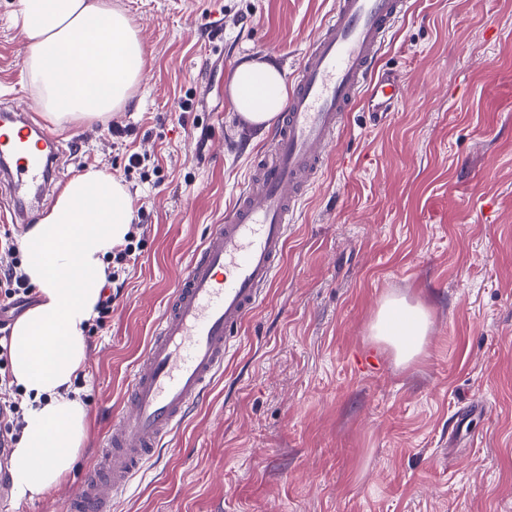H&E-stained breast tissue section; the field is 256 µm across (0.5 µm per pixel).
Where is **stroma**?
<instances>
[{"instance_id": "obj_1", "label": "stroma", "mask_w": 512, "mask_h": 512, "mask_svg": "<svg viewBox=\"0 0 512 512\" xmlns=\"http://www.w3.org/2000/svg\"><path fill=\"white\" fill-rule=\"evenodd\" d=\"M112 2L143 75L110 121L58 128L55 176L122 179L140 249L74 383L90 412L76 465L20 512H63L178 273L268 149L235 113V68L293 75L336 0ZM17 3L0 0V110L20 112L36 98ZM380 64L406 100L351 113L222 377L112 512H512V0H414ZM393 296L429 315L408 364L371 334Z\"/></svg>"}]
</instances>
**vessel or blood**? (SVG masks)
Segmentation results:
<instances>
[{"label":"vessel or blood","instance_id":"vessel-or-blood-1","mask_svg":"<svg viewBox=\"0 0 512 512\" xmlns=\"http://www.w3.org/2000/svg\"><path fill=\"white\" fill-rule=\"evenodd\" d=\"M412 0H336L293 78L271 159L255 166L235 205L210 225L180 274L128 380L129 412L102 439L94 468L67 500V512H112L156 458L163 440L224 372L235 334L265 301L284 259L293 216L339 145L349 115L395 111L406 90L378 67L379 55ZM54 135L30 113L0 115V168L14 194L28 195L51 176Z\"/></svg>","mask_w":512,"mask_h":512}]
</instances>
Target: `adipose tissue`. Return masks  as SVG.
Listing matches in <instances>:
<instances>
[{
	"label": "adipose tissue",
	"instance_id": "adipose-tissue-1",
	"mask_svg": "<svg viewBox=\"0 0 512 512\" xmlns=\"http://www.w3.org/2000/svg\"><path fill=\"white\" fill-rule=\"evenodd\" d=\"M14 23L25 40L22 63L41 112L59 126L107 121L130 102L146 49L112 0H19ZM237 114L270 126L289 86L284 72L245 62L229 84ZM135 220L128 189L98 166L84 168L22 237L23 272L41 301L14 325L7 350L13 383L28 408L9 471L20 496L35 498L62 483L87 438L89 410L73 387L88 351L85 328L106 278L105 258ZM428 315L404 300L382 304L372 333L402 362L422 350Z\"/></svg>",
	"mask_w": 512,
	"mask_h": 512
}]
</instances>
